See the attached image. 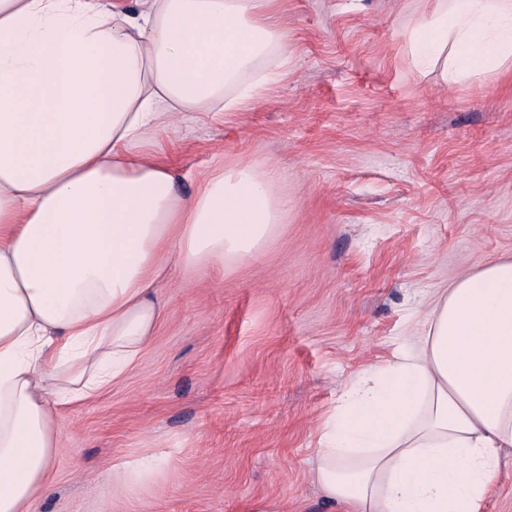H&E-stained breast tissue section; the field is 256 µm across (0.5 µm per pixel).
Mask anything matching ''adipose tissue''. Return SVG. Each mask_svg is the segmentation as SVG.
I'll return each mask as SVG.
<instances>
[{
  "mask_svg": "<svg viewBox=\"0 0 512 512\" xmlns=\"http://www.w3.org/2000/svg\"><path fill=\"white\" fill-rule=\"evenodd\" d=\"M277 0H0V512H34L66 409L114 384L165 315L171 269L252 255L271 177L183 195L148 148L188 112L255 104L284 55ZM449 80L512 57V0H453L407 33ZM512 447V259L437 293L406 344L338 396L312 477L348 512H479ZM163 453L117 457L122 490Z\"/></svg>",
  "mask_w": 512,
  "mask_h": 512,
  "instance_id": "adipose-tissue-1",
  "label": "adipose tissue"
}]
</instances>
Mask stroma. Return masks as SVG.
<instances>
[{"label":"stroma","instance_id":"1","mask_svg":"<svg viewBox=\"0 0 512 512\" xmlns=\"http://www.w3.org/2000/svg\"><path fill=\"white\" fill-rule=\"evenodd\" d=\"M434 5L279 0L263 98L158 135L184 192L218 164L271 173L280 224L244 261L172 270L136 368L63 413L38 512H344L310 476L340 390L438 289L512 258V58L453 84L417 68L405 32ZM152 450L162 471L113 491V457Z\"/></svg>","mask_w":512,"mask_h":512}]
</instances>
